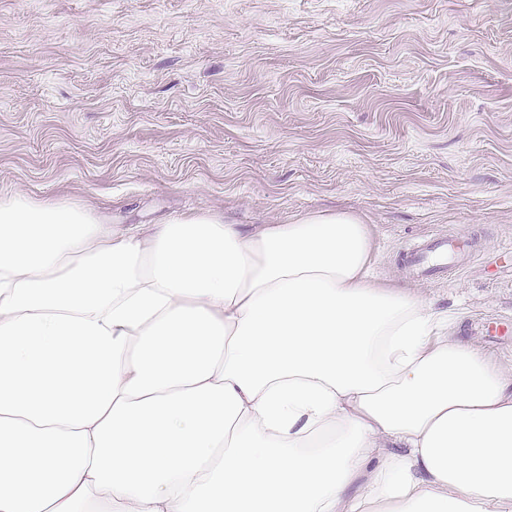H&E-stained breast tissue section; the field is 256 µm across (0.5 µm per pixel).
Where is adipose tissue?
I'll return each instance as SVG.
<instances>
[{
    "label": "adipose tissue",
    "mask_w": 512,
    "mask_h": 512,
    "mask_svg": "<svg viewBox=\"0 0 512 512\" xmlns=\"http://www.w3.org/2000/svg\"><path fill=\"white\" fill-rule=\"evenodd\" d=\"M371 253L0 196V512H512V371Z\"/></svg>",
    "instance_id": "obj_1"
}]
</instances>
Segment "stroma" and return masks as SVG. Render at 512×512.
Segmentation results:
<instances>
[{"label":"stroma","instance_id":"1","mask_svg":"<svg viewBox=\"0 0 512 512\" xmlns=\"http://www.w3.org/2000/svg\"><path fill=\"white\" fill-rule=\"evenodd\" d=\"M103 223L348 211L372 274L512 365V0H0V196ZM481 241L402 266L423 235Z\"/></svg>","mask_w":512,"mask_h":512}]
</instances>
